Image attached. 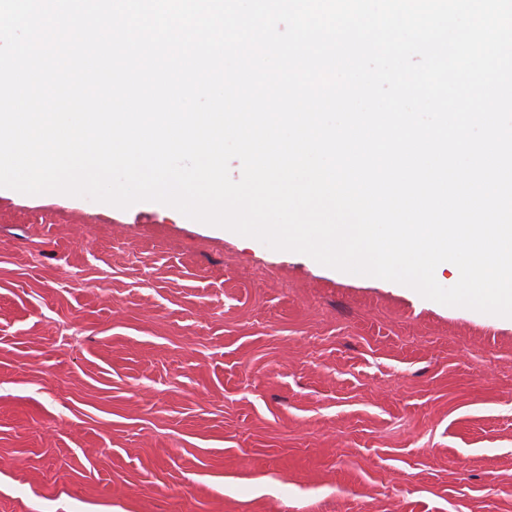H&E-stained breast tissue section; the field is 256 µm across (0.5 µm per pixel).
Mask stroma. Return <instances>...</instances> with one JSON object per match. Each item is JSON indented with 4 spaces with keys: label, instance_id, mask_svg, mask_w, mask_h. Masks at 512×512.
Wrapping results in <instances>:
<instances>
[{
    "label": "stroma",
    "instance_id": "1",
    "mask_svg": "<svg viewBox=\"0 0 512 512\" xmlns=\"http://www.w3.org/2000/svg\"><path fill=\"white\" fill-rule=\"evenodd\" d=\"M0 512H512V318L1 188Z\"/></svg>",
    "mask_w": 512,
    "mask_h": 512
}]
</instances>
